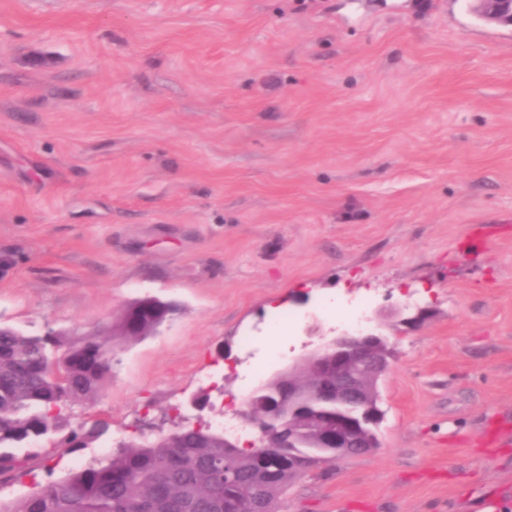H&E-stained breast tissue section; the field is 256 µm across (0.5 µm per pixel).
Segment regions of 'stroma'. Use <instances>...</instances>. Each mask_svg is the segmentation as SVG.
<instances>
[{
    "label": "stroma",
    "mask_w": 512,
    "mask_h": 512,
    "mask_svg": "<svg viewBox=\"0 0 512 512\" xmlns=\"http://www.w3.org/2000/svg\"><path fill=\"white\" fill-rule=\"evenodd\" d=\"M147 297L178 309L74 406L108 430L0 501L238 409L354 312L397 351L380 446L280 512H485L512 485V26L466 0H0V324L68 339Z\"/></svg>",
    "instance_id": "35a3bbf8"
}]
</instances>
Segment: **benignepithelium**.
I'll return each mask as SVG.
<instances>
[{
	"label": "benign epithelium",
	"mask_w": 512,
	"mask_h": 512,
	"mask_svg": "<svg viewBox=\"0 0 512 512\" xmlns=\"http://www.w3.org/2000/svg\"><path fill=\"white\" fill-rule=\"evenodd\" d=\"M470 11L484 21L512 24V0H469ZM167 319L166 306L154 298L128 307L124 312L127 333L136 334L146 321L160 326ZM307 335L315 348L295 357L277 373L281 389L273 406L293 411L305 397L336 399V405L361 410V417L338 416L315 422L319 444L336 452V458L351 454H369L375 443L361 437L363 424L375 415L372 397L379 382L390 371L394 357L387 337L369 331L342 332L330 338L320 333L318 323L311 324ZM308 365L311 379L306 383L292 379L301 364ZM239 417L254 431L256 459L265 463L260 449L267 447V436L275 425L274 417L259 424L251 404L239 411Z\"/></svg>",
	"instance_id": "7a95c632"
}]
</instances>
